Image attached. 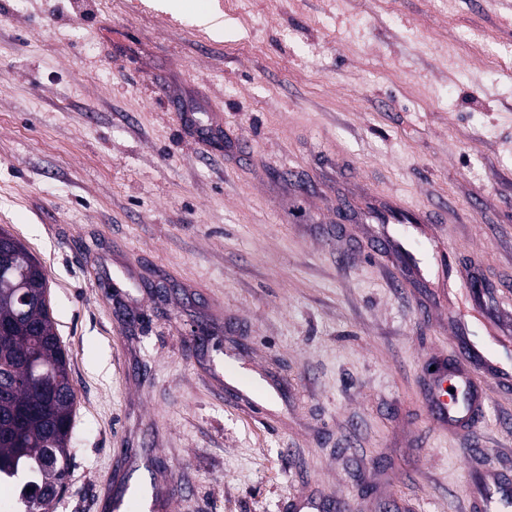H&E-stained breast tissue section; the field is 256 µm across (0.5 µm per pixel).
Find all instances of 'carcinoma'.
<instances>
[{
    "instance_id": "1",
    "label": "carcinoma",
    "mask_w": 512,
    "mask_h": 512,
    "mask_svg": "<svg viewBox=\"0 0 512 512\" xmlns=\"http://www.w3.org/2000/svg\"><path fill=\"white\" fill-rule=\"evenodd\" d=\"M18 308L16 296L0 292V323L13 321ZM28 318L39 325L40 332L36 336L20 334L14 339V363L0 374V476L27 478L20 493L24 501L36 499L42 488L65 487L72 461L70 442L75 404L69 362L49 310L34 307ZM31 357L57 371L66 395L53 400L30 381L25 361ZM22 410L34 411L19 430L33 454L18 458L7 435L14 432L15 415Z\"/></svg>"
}]
</instances>
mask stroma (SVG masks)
Here are the masks:
<instances>
[{"mask_svg":"<svg viewBox=\"0 0 512 512\" xmlns=\"http://www.w3.org/2000/svg\"><path fill=\"white\" fill-rule=\"evenodd\" d=\"M156 2L0 0V228L75 391L52 512H127L121 449L168 512H465L468 470L512 476V386L475 367L469 435L426 392L459 336L512 366V6Z\"/></svg>","mask_w":512,"mask_h":512,"instance_id":"stroma-1","label":"stroma"}]
</instances>
